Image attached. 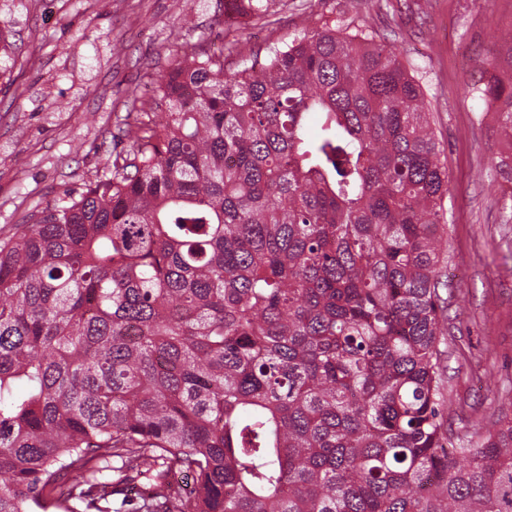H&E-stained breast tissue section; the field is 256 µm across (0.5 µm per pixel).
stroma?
I'll return each instance as SVG.
<instances>
[{"mask_svg": "<svg viewBox=\"0 0 512 512\" xmlns=\"http://www.w3.org/2000/svg\"><path fill=\"white\" fill-rule=\"evenodd\" d=\"M0 0L15 22L0 53V237L35 207L57 202L102 169L127 94L166 67L171 49L204 38L235 42L244 55L291 42L323 23L394 45L421 85L448 163V335L441 344L448 426L475 439L487 423L512 419V202L490 158L501 149L497 122L465 92L478 62L512 27V0H282L260 22H222L224 0H206L194 27L183 0ZM35 54L39 71L16 68Z\"/></svg>", "mask_w": 512, "mask_h": 512, "instance_id": "stroma-1", "label": "stroma"}]
</instances>
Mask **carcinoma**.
<instances>
[{"instance_id":"carcinoma-1","label":"carcinoma","mask_w":512,"mask_h":512,"mask_svg":"<svg viewBox=\"0 0 512 512\" xmlns=\"http://www.w3.org/2000/svg\"><path fill=\"white\" fill-rule=\"evenodd\" d=\"M498 41L468 95L512 137ZM226 51H173L127 146L0 238V512H512V420L448 434L421 86L327 23Z\"/></svg>"}]
</instances>
